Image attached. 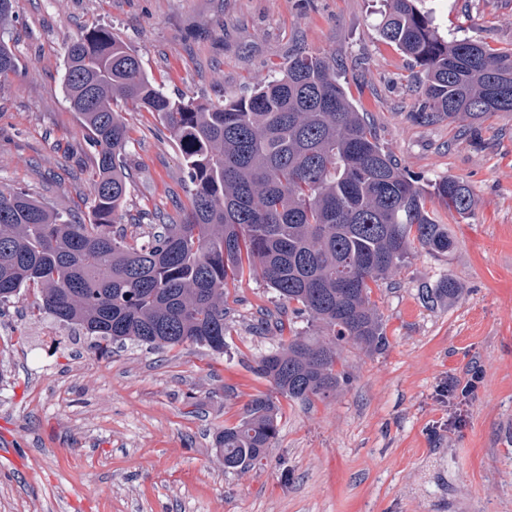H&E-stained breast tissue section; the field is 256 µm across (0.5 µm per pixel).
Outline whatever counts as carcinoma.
<instances>
[{
    "mask_svg": "<svg viewBox=\"0 0 512 512\" xmlns=\"http://www.w3.org/2000/svg\"><path fill=\"white\" fill-rule=\"evenodd\" d=\"M418 0H385L382 41L420 67L426 123L473 129L512 114V49L444 37ZM17 59L0 40V81ZM336 56L298 53L278 76L221 105L173 98L139 58L98 26L67 48L63 88L96 154L93 222L76 224L21 189H0V308L39 290L38 311L96 336L100 354L128 342L184 344L224 353L228 281L258 272L308 316V330L263 356L254 372L273 392L252 396L219 436L224 468H263L278 434V397L312 402L347 381L343 345L388 343L372 287L404 265L413 245L449 252L448 225L426 208L473 210L469 185L444 177L424 187L401 168L349 98ZM153 113L177 141L192 188L178 223L159 216L147 241L119 227L128 193V129L117 106ZM459 284L427 289L452 300Z\"/></svg>",
    "mask_w": 512,
    "mask_h": 512,
    "instance_id": "obj_1",
    "label": "carcinoma"
}]
</instances>
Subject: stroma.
<instances>
[{"label":"stroma","instance_id":"35a3bbf8","mask_svg":"<svg viewBox=\"0 0 512 512\" xmlns=\"http://www.w3.org/2000/svg\"><path fill=\"white\" fill-rule=\"evenodd\" d=\"M441 35L512 47V0H422ZM382 0H19L0 27L18 61L0 83V185L72 221H92L95 153L62 88L70 42L102 25L170 96L248 95L296 52L335 54L341 81L384 146L419 182L464 179L468 218L443 215L451 252L412 250L372 298L386 349L345 346L335 397L282 400L263 469L225 470L217 440L250 396L253 367L280 341L257 326L288 305L261 275L229 285L223 354L127 345L35 316L32 291L0 310V512H512V114L462 132L423 123L417 69L378 35ZM129 131L125 222H177L190 184L176 141L149 112ZM455 279L454 300L421 292ZM482 380L449 396L470 368Z\"/></svg>","mask_w":512,"mask_h":512}]
</instances>
